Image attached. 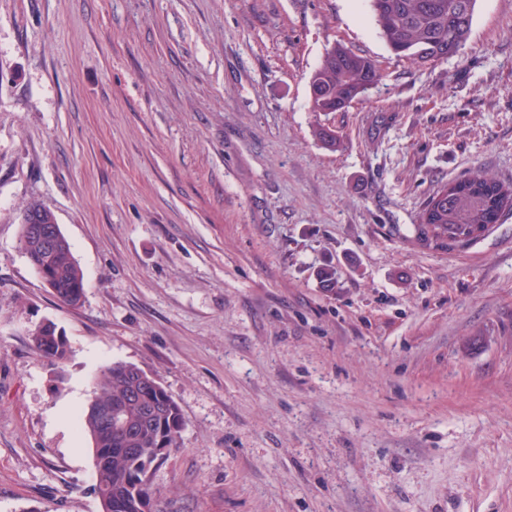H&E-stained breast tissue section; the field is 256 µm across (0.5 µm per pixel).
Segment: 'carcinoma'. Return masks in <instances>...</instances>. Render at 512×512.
<instances>
[{
    "label": "carcinoma",
    "mask_w": 512,
    "mask_h": 512,
    "mask_svg": "<svg viewBox=\"0 0 512 512\" xmlns=\"http://www.w3.org/2000/svg\"><path fill=\"white\" fill-rule=\"evenodd\" d=\"M380 37L392 54L425 66L459 55L469 40L477 0H369ZM382 76L378 61L340 42L327 50L312 75L310 110L327 116L345 110ZM512 212V186L484 172L441 184L415 225L419 238L437 249L464 248ZM20 243L29 262L63 304L77 306L85 295L81 267L71 250L33 251L27 225ZM35 348L52 363L70 353L57 329H35ZM93 399L79 420L93 443L94 493L112 498V512H144L151 499L152 472L178 447L184 418L157 375L114 361L94 381Z\"/></svg>",
    "instance_id": "obj_1"
}]
</instances>
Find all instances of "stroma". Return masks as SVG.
I'll return each mask as SVG.
<instances>
[{
  "mask_svg": "<svg viewBox=\"0 0 512 512\" xmlns=\"http://www.w3.org/2000/svg\"><path fill=\"white\" fill-rule=\"evenodd\" d=\"M337 40L383 77L332 150ZM477 170L512 184V0L421 67L367 0H0V512H101L77 422L115 361L185 420L157 512H512V214L462 250L413 229ZM33 201L79 307L21 249ZM31 208H42L44 211L42 222L39 224V215L36 209L27 212ZM40 209V211L42 210ZM23 216V217H22ZM20 243L25 256L28 254V261L37 274L42 275L46 286L50 288L54 296L63 304L77 306L85 295V281L81 267L77 263L70 244L68 249L58 250L53 254L43 255L33 252V245L29 240L28 227L37 245L46 249L54 250L64 245L65 236L57 223L52 211L37 203H30L22 213ZM27 224V225H26ZM27 257V256H26ZM52 326V329L36 328L32 333V342L47 360L59 364L68 358L70 347L66 336L59 333L53 324Z\"/></svg>",
  "mask_w": 512,
  "mask_h": 512,
  "instance_id": "obj_1",
  "label": "stroma"
}]
</instances>
